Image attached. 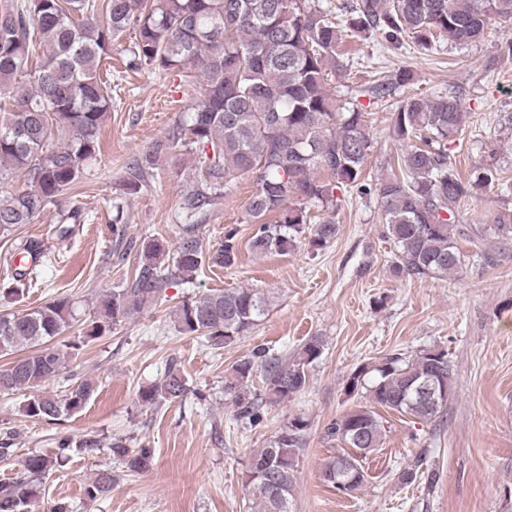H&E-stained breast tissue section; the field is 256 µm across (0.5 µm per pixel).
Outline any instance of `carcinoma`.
<instances>
[{"label":"carcinoma","mask_w":512,"mask_h":512,"mask_svg":"<svg viewBox=\"0 0 512 512\" xmlns=\"http://www.w3.org/2000/svg\"><path fill=\"white\" fill-rule=\"evenodd\" d=\"M512 18V0H344L332 10L318 0H3L0 5V93L19 78H32L16 110L0 118V181L24 171V186L0 198V232L32 224L71 192L87 164L100 151V137L112 111V78L100 75L116 39L135 31L123 63L132 72L193 71L202 78L191 112L142 156L128 165L123 192L109 200L114 251L136 252L139 269L131 286L115 288L102 300L97 319L83 341L137 313L167 287L165 250L153 241L126 236L123 196L139 193L153 177L156 162L168 155H196L191 190L180 203L184 218L174 277L188 283L207 265L231 267L238 257L234 231L214 251L204 247L200 227L228 194L235 179L257 174L247 214L255 224L252 253L286 254L307 240L313 251L336 239L331 216L336 191L377 198L397 253L391 273L401 279L442 281L460 273L466 261L489 259L512 237V208H502L490 224H460L461 206L478 191L502 184L496 148L489 161L462 177L449 154L450 141L464 130L466 113L455 92L420 96L405 92L413 74L406 67L386 71L368 86L333 90L330 77L350 72L353 60L341 49L345 33L368 39L376 34L396 48L411 41L418 50L440 51L448 44L464 50L483 37L493 21ZM47 47L37 63L34 40ZM396 99L391 112L393 139L406 149L389 158L391 174L368 179L365 165L374 149L366 111L359 98ZM83 221L74 204L58 222L66 238ZM473 245L464 254L459 239ZM19 250L33 266L48 260L44 246L27 240ZM270 297L253 288H231L195 296L177 307L178 333L204 337L227 347L265 317ZM75 320L71 300L55 299L37 309L0 315V356L27 347L30 352L0 369V393L30 391L27 416L58 420L80 412L93 397L95 382L74 379L59 397L40 390L66 369V354L49 342ZM324 349L323 337H308L287 361L264 358L263 393L252 394L254 362L243 360L224 381L240 414L259 418L263 404L282 403L307 386L308 366ZM452 365L443 349L420 350L408 360L397 353L357 367L347 390L363 389L368 402L341 415L325 431L337 453L323 464L321 480L342 492L360 489L362 462L385 436L378 409L423 422L441 417L450 395ZM441 394L433 402L417 394L424 384ZM189 391L177 363L139 391L145 405L178 399ZM308 421L297 416L256 449L244 487L255 512H294L299 456L306 446ZM103 445L96 435L55 438L49 454H31L11 481L0 484V512H31L43 480L56 464L74 454L92 456ZM113 459L131 472H145L154 461L147 445L129 448L117 440ZM112 472L96 474L86 489L90 499L112 491Z\"/></svg>","instance_id":"obj_1"}]
</instances>
